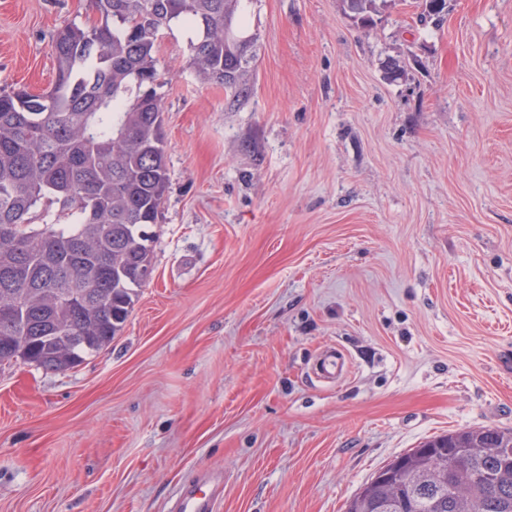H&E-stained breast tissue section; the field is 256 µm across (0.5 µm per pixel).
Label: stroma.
<instances>
[{
    "mask_svg": "<svg viewBox=\"0 0 512 512\" xmlns=\"http://www.w3.org/2000/svg\"><path fill=\"white\" fill-rule=\"evenodd\" d=\"M422 9L244 0L237 97L160 35L152 276L78 367L0 366V512H170L206 473L219 512H343L428 439L512 429V0ZM91 15L0 0V89L50 87ZM350 16L362 25L372 23V15L378 12L377 0H344Z\"/></svg>",
    "mask_w": 512,
    "mask_h": 512,
    "instance_id": "35a3bbf8",
    "label": "stroma"
}]
</instances>
